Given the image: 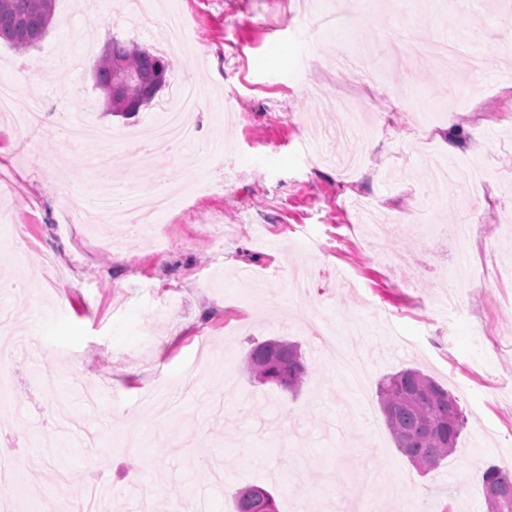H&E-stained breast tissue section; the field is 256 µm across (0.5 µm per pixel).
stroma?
Masks as SVG:
<instances>
[{
  "label": "stroma",
  "instance_id": "obj_1",
  "mask_svg": "<svg viewBox=\"0 0 512 512\" xmlns=\"http://www.w3.org/2000/svg\"><path fill=\"white\" fill-rule=\"evenodd\" d=\"M339 8L314 24L310 3ZM179 10L187 42L169 85L203 98L188 120L201 141L225 139L223 168L206 153L141 164L169 92L130 116L112 114L86 58L117 38L160 52L161 17ZM464 45L452 72L392 56L397 33ZM342 47L353 66L326 67ZM31 56L55 65L36 91L56 111L16 133L0 121V310L13 348L0 435L23 491L17 512H73L104 483L114 512H234L236 491L263 484L289 512H471L481 488L461 476L512 472V0H55L51 24L21 52L0 41V83ZM360 103L349 122L326 108ZM112 128L107 144L71 141V123ZM481 167L485 185H445L433 162ZM173 169L178 215H153L165 249L125 226L65 222L119 182L151 190ZM479 228L467 246L452 230ZM404 255L411 288L388 260ZM493 256L501 282L456 290L462 257ZM51 261L65 281L41 275ZM352 312L369 376L346 372L308 335L311 321ZM298 345L297 392L243 370L254 343ZM415 367L458 399L466 425L453 454L423 473L394 445L377 398L385 376ZM480 512H489L483 507Z\"/></svg>",
  "mask_w": 512,
  "mask_h": 512
}]
</instances>
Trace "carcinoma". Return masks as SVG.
<instances>
[{"instance_id":"obj_1","label":"carcinoma","mask_w":512,"mask_h":512,"mask_svg":"<svg viewBox=\"0 0 512 512\" xmlns=\"http://www.w3.org/2000/svg\"><path fill=\"white\" fill-rule=\"evenodd\" d=\"M54 0H0V39L25 51L45 35L53 16ZM139 79L131 94L116 91L117 63ZM168 59L146 48L129 46L114 38L94 66L96 86L114 113L128 114L151 103L160 90L154 76L168 74ZM246 373L256 382L294 391L306 375L302 355L294 345L270 339L251 347ZM379 406L393 443L420 471L438 467L457 446L464 425L456 398L431 377L415 368L402 369L378 385ZM482 492L512 500V475L489 467L483 473ZM235 512H278L273 494L258 485L240 489Z\"/></svg>"}]
</instances>
